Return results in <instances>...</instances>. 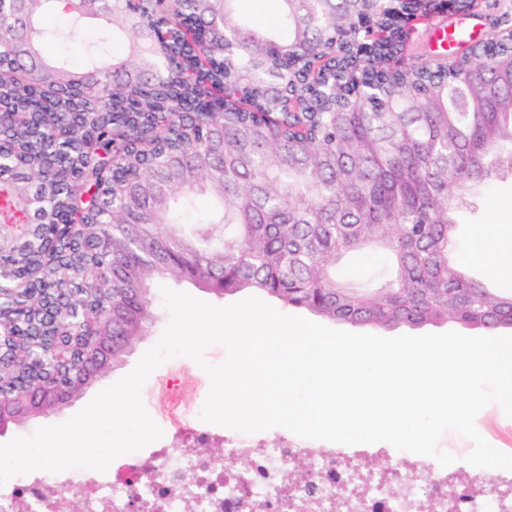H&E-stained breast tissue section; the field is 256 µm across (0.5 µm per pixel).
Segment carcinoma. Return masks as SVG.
<instances>
[{
	"label": "carcinoma",
	"instance_id": "obj_1",
	"mask_svg": "<svg viewBox=\"0 0 512 512\" xmlns=\"http://www.w3.org/2000/svg\"><path fill=\"white\" fill-rule=\"evenodd\" d=\"M239 0H14L0 4V264L39 293L34 335L0 340V388L33 378L49 303L106 328L113 365L153 319L165 278L222 273L223 297L255 290L331 321L377 329L452 322L512 329V289L454 259L458 213L512 175V19L501 49L452 69L391 59L411 31L400 0H278L274 22L243 21ZM49 13L101 22L120 49L79 69L43 56L61 37ZM269 112H297L280 129ZM200 198L213 202L183 229ZM63 219L84 228L64 261L43 243ZM375 248L392 261L378 283L342 282L336 266ZM59 379L87 383L78 350Z\"/></svg>",
	"mask_w": 512,
	"mask_h": 512
}]
</instances>
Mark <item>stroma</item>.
<instances>
[{"mask_svg": "<svg viewBox=\"0 0 512 512\" xmlns=\"http://www.w3.org/2000/svg\"><path fill=\"white\" fill-rule=\"evenodd\" d=\"M512 7V0H479L471 14L451 15L456 26L464 27L474 39L481 40L497 30V19L505 8ZM112 32L97 20L87 18L80 24L76 34L50 44L49 52L66 53L75 63H83L89 55L91 45L103 39H111ZM512 234V179L495 183L473 198L471 206L461 214L458 226L456 260L477 277H491L493 286L512 289V274L492 270L488 256L478 254L477 248L484 240L503 239ZM170 320L163 298H156L154 319L145 335L135 344L124 362L111 369L87 386L82 394L50 416L29 420L25 431L33 433L42 426L65 422L100 391L113 385L130 373L141 356L155 346ZM179 376L185 386L178 398L180 405L177 420H170L166 413L169 403L166 383L171 376ZM210 389L208 375L190 358L180 356L170 359L149 376L141 389L145 409L162 429L164 439H171L178 423L199 418ZM476 427L485 440L497 450L512 454V417L506 416L495 403L486 406L476 417Z\"/></svg>", "mask_w": 512, "mask_h": 512, "instance_id": "stroma-1", "label": "stroma"}]
</instances>
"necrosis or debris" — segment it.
I'll return each mask as SVG.
<instances>
[{"instance_id":"4bbe7bcc","label":"necrosis or debris","mask_w":512,"mask_h":512,"mask_svg":"<svg viewBox=\"0 0 512 512\" xmlns=\"http://www.w3.org/2000/svg\"><path fill=\"white\" fill-rule=\"evenodd\" d=\"M178 435L179 448L165 442L103 472L15 476L0 487V512H57L64 494L79 501L80 512H512V470L488 480L434 469L430 457L402 451L390 469H372L347 448L312 452L282 437L221 439L194 423ZM218 440L236 466L208 455ZM290 466L308 471L309 486L284 487L280 474Z\"/></svg>"}]
</instances>
